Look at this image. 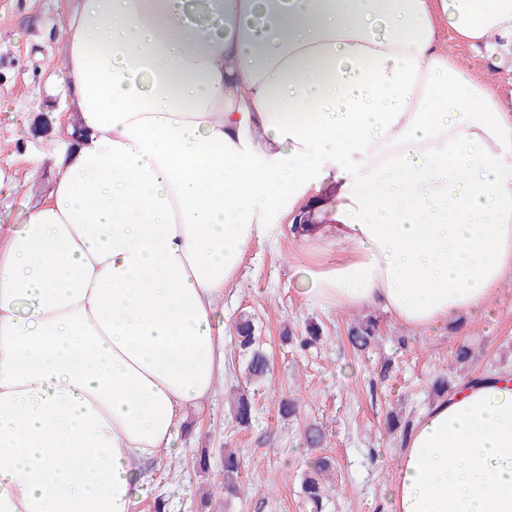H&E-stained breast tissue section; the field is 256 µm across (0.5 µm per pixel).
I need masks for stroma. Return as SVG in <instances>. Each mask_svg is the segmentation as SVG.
Wrapping results in <instances>:
<instances>
[{
	"label": "stroma",
	"instance_id": "1",
	"mask_svg": "<svg viewBox=\"0 0 512 512\" xmlns=\"http://www.w3.org/2000/svg\"><path fill=\"white\" fill-rule=\"evenodd\" d=\"M62 0H0V225L20 221L26 205L50 187L53 165L45 153L55 137L45 87L63 68ZM42 91L43 108L32 97ZM341 253L325 244H302L289 233L254 242L235 281L224 291V381L218 394L192 415L178 436L176 459L155 469L136 512H305L301 474L313 456L306 426L326 434L323 454L335 461L329 512H386L387 492L404 442L390 431L391 414L417 418L436 400L432 383L449 375L465 381L485 371L512 375V279L504 280L479 313L463 314L431 333L404 327L367 308L344 312L305 300L309 271L334 266ZM252 316L272 372L255 399L246 429L230 413L233 393L246 381L235 348V322ZM378 324L377 339L358 353L349 328ZM323 329L317 350L303 352L288 336L308 324ZM469 345L473 359L458 366L453 354ZM298 405L293 418L278 414L281 401ZM238 453L246 478L242 493L224 495V451Z\"/></svg>",
	"mask_w": 512,
	"mask_h": 512
}]
</instances>
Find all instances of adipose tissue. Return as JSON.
Wrapping results in <instances>:
<instances>
[{"instance_id":"1","label":"adipose tissue","mask_w":512,"mask_h":512,"mask_svg":"<svg viewBox=\"0 0 512 512\" xmlns=\"http://www.w3.org/2000/svg\"><path fill=\"white\" fill-rule=\"evenodd\" d=\"M512 0H72L56 178L0 225V512H135L224 377V289L284 219L307 301L414 330L512 277ZM334 198H325L326 188ZM387 512H512V375L415 420ZM438 38L443 48L448 46V54L458 58L460 61L468 63L474 57L467 46L459 43L454 38L452 31L445 24L441 25ZM493 75L494 77L490 83V91L512 106V70L498 69Z\"/></svg>"}]
</instances>
